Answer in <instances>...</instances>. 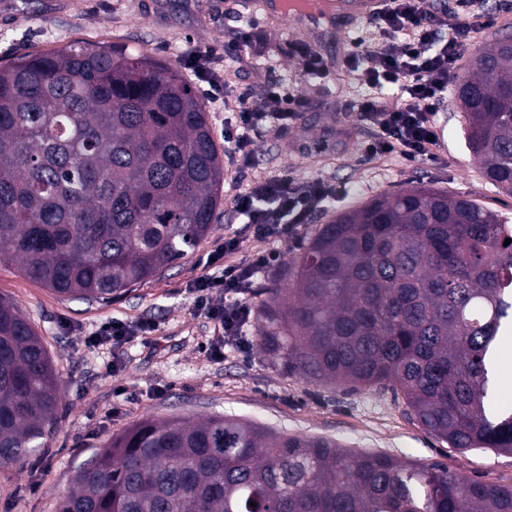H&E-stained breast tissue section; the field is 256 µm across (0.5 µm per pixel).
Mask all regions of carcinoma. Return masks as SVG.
<instances>
[{
  "instance_id": "carcinoma-1",
  "label": "carcinoma",
  "mask_w": 512,
  "mask_h": 512,
  "mask_svg": "<svg viewBox=\"0 0 512 512\" xmlns=\"http://www.w3.org/2000/svg\"><path fill=\"white\" fill-rule=\"evenodd\" d=\"M456 105L483 176L512 195V34L479 49ZM224 158L177 68L76 41L0 67V264L61 297L110 301L192 254ZM512 225L427 184L319 227L261 305L260 344L319 385L390 389L454 448L512 453L495 406L512 330ZM62 397L42 338L0 295V465L37 454ZM256 506H250V502ZM57 512H512V486L340 450L232 416L144 419L85 464Z\"/></svg>"
}]
</instances>
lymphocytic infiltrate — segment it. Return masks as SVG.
<instances>
[{
	"mask_svg": "<svg viewBox=\"0 0 512 512\" xmlns=\"http://www.w3.org/2000/svg\"><path fill=\"white\" fill-rule=\"evenodd\" d=\"M370 22L381 33L383 45L375 49L352 41L345 59L347 67L360 71L369 89L344 105L370 131L363 153L370 159L395 154L410 163L434 160L438 147L434 116L448 96L455 65L474 27L491 26L494 19L477 0H456L455 8L442 11L434 10L430 0H388L385 10ZM442 32L448 38L440 44L436 38ZM386 85L396 89V97L383 94ZM305 104L302 96L285 94L274 79L261 83L259 91L240 94L238 124L224 131V150L235 168L243 173L252 169L254 137L292 125ZM342 193L340 186L290 175L272 181L253 179L232 197L231 209L246 217L253 238L264 244L302 227L326 201ZM237 246L236 239H225L207 260L208 265L222 266L221 276H199L192 288L197 307L222 329L225 345L243 350L251 309L241 294L265 273L275 254L262 247L246 262L225 263L226 254Z\"/></svg>",
	"mask_w": 512,
	"mask_h": 512,
	"instance_id": "lymphocytic-infiltrate-1",
	"label": "lymphocytic infiltrate"
}]
</instances>
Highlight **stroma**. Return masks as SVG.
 Wrapping results in <instances>:
<instances>
[{"label":"stroma","instance_id":"35a3bbf8","mask_svg":"<svg viewBox=\"0 0 512 512\" xmlns=\"http://www.w3.org/2000/svg\"><path fill=\"white\" fill-rule=\"evenodd\" d=\"M482 2L496 22L474 32L458 62L462 69L473 50L512 29V0ZM243 23L235 0H0V63L76 40L114 43L148 52L192 81V57L213 53L224 69V101L207 102L206 108L219 143L225 127L238 119L235 100L245 88L271 77L282 81L286 93L306 99L292 127L255 140L250 175L225 164L226 202L211 235L186 260L123 298L91 303L63 298L26 279L17 266L0 267V294L42 337L63 397L46 448L24 463L0 467V512H56L79 465L113 435L148 417L232 415L291 435L329 437L350 450L439 464L467 478L512 485V454L449 447L425 431L392 392L307 382L261 347L258 322L246 329L249 351L225 347L213 322L196 307L190 284L207 274L208 254L228 237L239 241L228 257L232 263L259 247L243 218L232 215L227 205L252 175L320 178L345 188L298 235L268 242L283 262L294 255L297 242L309 241L338 212L420 182L512 214V197L489 183L471 157L454 100H446L435 117L440 134L436 161L411 164L396 155L363 159L366 130L355 113L341 109L361 87L356 72L337 64L351 39L361 37L380 47L378 36L363 23L342 34L320 32L304 26L295 9L278 15L260 9L247 22L254 37L247 62L239 64L234 30ZM296 42L311 44L333 71L323 78L302 74L288 55ZM142 320L153 322L155 331H136ZM115 324L128 327V334L109 336Z\"/></svg>","mask_w":512,"mask_h":512}]
</instances>
